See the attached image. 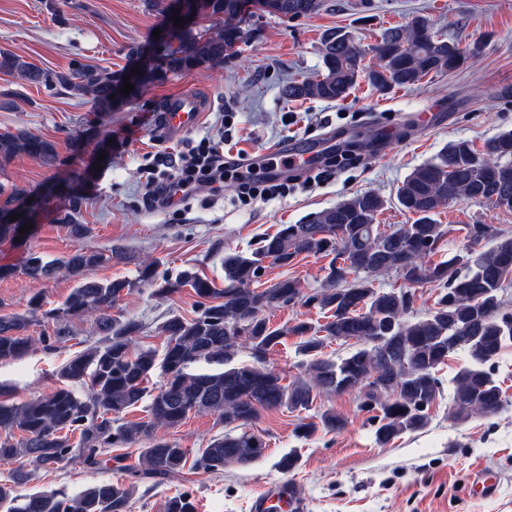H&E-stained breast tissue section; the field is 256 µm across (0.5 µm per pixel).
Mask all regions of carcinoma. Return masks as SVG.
Here are the masks:
<instances>
[{
	"label": "carcinoma",
	"instance_id": "cac0c4a2",
	"mask_svg": "<svg viewBox=\"0 0 512 512\" xmlns=\"http://www.w3.org/2000/svg\"><path fill=\"white\" fill-rule=\"evenodd\" d=\"M165 22L169 40L165 69L182 72L224 63L235 53L243 32L244 14H275L290 19L318 13L323 0H180L181 12L195 21L179 27L173 0H150ZM214 18L219 24L198 29L196 19ZM376 64L363 65L365 51L349 33H328L322 44L321 74L285 89L290 98L341 101L360 79L380 92L407 88L430 73H445L464 64L468 55L442 40L418 21L384 31L373 47ZM0 72L29 85L51 88L58 84L88 99L101 113L115 108L113 88L124 72L106 73L75 61L65 71L51 72L26 56L0 49ZM26 155L45 164L56 160L53 142L25 128L0 134V164ZM31 191L14 184L0 188V242L19 237L21 226L32 220L27 207ZM475 199L498 209L512 210V133H503L477 151L467 140L448 144L431 162L416 168L398 187L396 199L416 216L387 235L378 231L376 216L385 200L375 192L357 194L316 215L306 224H282L262 238L250 255L224 254V281L192 266L175 278L159 279L155 262L144 263L134 280L103 283L89 271L112 259L78 247L67 255L44 260L29 257L22 268L0 265V280L21 272L39 282L65 271L74 282L60 305L45 308L41 293L33 294L24 314L0 315V360L25 356L36 339L23 335L36 317L57 324L56 340L69 335L67 323L76 317L96 316L106 339L68 360L59 370L61 386L21 403L0 386V463L27 460L31 469L13 470L0 482V512H130L135 485L102 479L83 490H40L15 493V486L32 480L40 470L57 469L77 456L91 470L103 468L108 448L140 449L133 476L160 480L180 473L190 450L156 435L172 429L191 414H212L228 430L197 449L192 467L217 471L226 466L249 467L265 455L267 443L254 429L263 412L272 409L309 410L317 397L330 393H357L363 404L379 411L374 436L386 444L399 435L428 424L426 409L441 391L437 376L448 356L464 351L470 364L453 378L454 417L495 416L503 408L501 387L487 364L512 343V314L503 312V292L512 284V235L489 224H470L467 245L444 262L433 263L446 234L435 223L438 209L454 199ZM16 219L11 220L9 216ZM492 242L477 251L474 245ZM329 258L323 285L304 291L293 277L261 291L254 288L266 263L288 266L302 255ZM394 274L405 288L382 291L374 286L381 275ZM434 283L440 288L436 307L414 313L410 286ZM167 297L188 287L197 297L190 319L172 315L158 326L165 336L163 352L142 344V325L110 313L123 293L142 286ZM301 304L324 314L319 324L300 320L281 328L270 325L265 313ZM287 335L300 338L308 357L303 377L283 383L281 374L266 365L267 356ZM355 341L358 347L336 361L319 357L327 343ZM250 361L235 364L238 352ZM224 366L218 373H194L197 363ZM162 381L153 390L148 383L156 371ZM149 399L148 420H125L130 408ZM329 432L345 428L332 411L320 415ZM21 439L14 440L15 432ZM167 512H196L186 494L170 499Z\"/></svg>",
	"mask_w": 512,
	"mask_h": 512
}]
</instances>
